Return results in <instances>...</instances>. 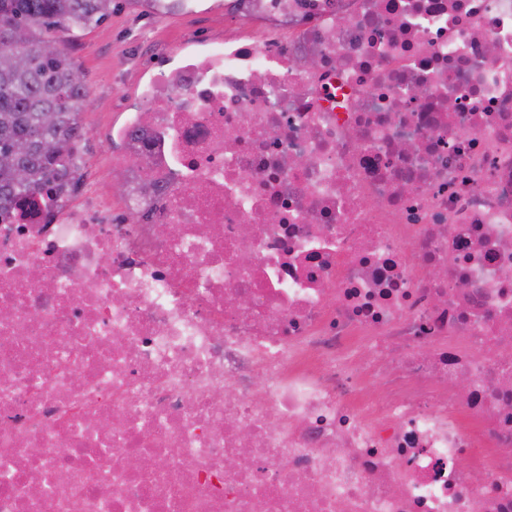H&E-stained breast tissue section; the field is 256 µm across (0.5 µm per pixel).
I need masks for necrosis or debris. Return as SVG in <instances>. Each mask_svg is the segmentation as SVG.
<instances>
[{"instance_id":"4bbe7bcc","label":"necrosis or debris","mask_w":512,"mask_h":512,"mask_svg":"<svg viewBox=\"0 0 512 512\" xmlns=\"http://www.w3.org/2000/svg\"><path fill=\"white\" fill-rule=\"evenodd\" d=\"M225 5L0 214V512H512V0Z\"/></svg>"}]
</instances>
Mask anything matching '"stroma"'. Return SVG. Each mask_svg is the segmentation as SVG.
Masks as SVG:
<instances>
[{
	"label": "stroma",
	"mask_w": 512,
	"mask_h": 512,
	"mask_svg": "<svg viewBox=\"0 0 512 512\" xmlns=\"http://www.w3.org/2000/svg\"><path fill=\"white\" fill-rule=\"evenodd\" d=\"M224 12V0H201L197 11L159 10L149 0H112V11L90 29L65 35L64 46L86 75L80 153L86 189L118 199L101 159L112 146V125L138 102L140 78L157 72L174 47L246 31Z\"/></svg>",
	"instance_id": "1"
}]
</instances>
